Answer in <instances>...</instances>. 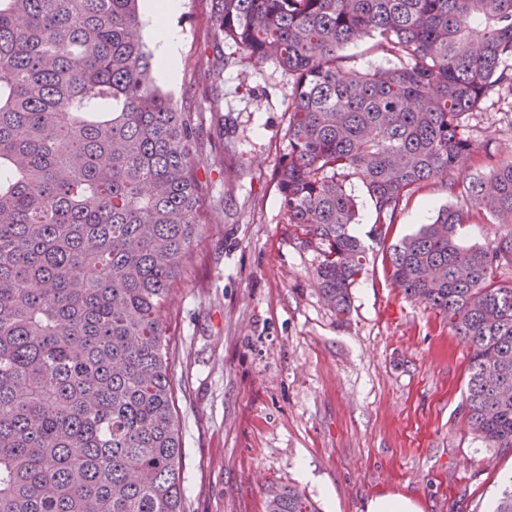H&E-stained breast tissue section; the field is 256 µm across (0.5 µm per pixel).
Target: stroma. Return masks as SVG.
I'll return each instance as SVG.
<instances>
[{"label": "stroma", "mask_w": 512, "mask_h": 512, "mask_svg": "<svg viewBox=\"0 0 512 512\" xmlns=\"http://www.w3.org/2000/svg\"><path fill=\"white\" fill-rule=\"evenodd\" d=\"M209 0H180L175 81L192 113L194 160L208 231L163 310L182 434L184 512H264L268 491L293 486L319 512H365L401 493L422 512H488L512 478V448H488L468 427L470 349L441 316L392 283L382 248L337 321L315 283L318 256L288 237L274 180L287 146L288 78L223 44L216 69ZM486 98L464 120L473 148L451 178L485 170V147L512 159V129ZM230 116L229 136L217 120ZM451 199L417 191L390 242L431 223Z\"/></svg>", "instance_id": "obj_1"}]
</instances>
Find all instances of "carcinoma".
Listing matches in <instances>:
<instances>
[{
  "instance_id": "carcinoma-1",
  "label": "carcinoma",
  "mask_w": 512,
  "mask_h": 512,
  "mask_svg": "<svg viewBox=\"0 0 512 512\" xmlns=\"http://www.w3.org/2000/svg\"><path fill=\"white\" fill-rule=\"evenodd\" d=\"M210 17L216 65L231 41L288 74L275 180L337 320L367 265L351 179L380 245L432 180L512 224V161L448 178L462 117L512 96V0H210ZM141 28V0H0V512H183L162 309L203 229L197 128ZM363 37L393 66H354ZM470 217L440 209L388 246L389 273L468 343L467 423L511 448L512 285L493 269L512 235L465 247ZM265 512L316 509L290 487ZM350 187L352 193L356 196L359 208V224L355 225V230L360 237L367 240L365 234L370 225L374 222L373 212L361 182L353 178L350 180Z\"/></svg>"
}]
</instances>
